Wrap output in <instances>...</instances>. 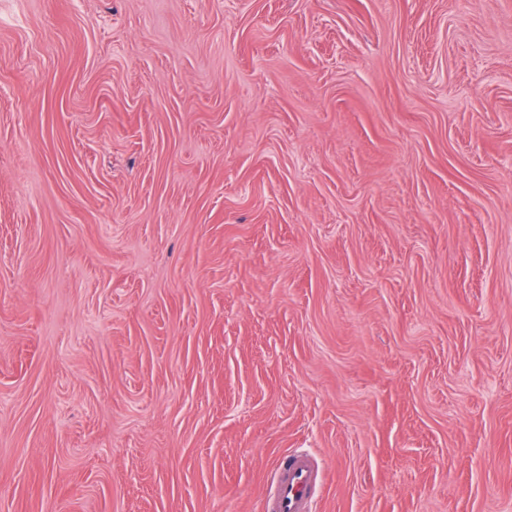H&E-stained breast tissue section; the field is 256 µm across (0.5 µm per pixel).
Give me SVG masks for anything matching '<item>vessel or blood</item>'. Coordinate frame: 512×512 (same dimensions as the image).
Returning <instances> with one entry per match:
<instances>
[{"mask_svg": "<svg viewBox=\"0 0 512 512\" xmlns=\"http://www.w3.org/2000/svg\"><path fill=\"white\" fill-rule=\"evenodd\" d=\"M324 471L305 448L289 451L272 470L261 499L262 512H315Z\"/></svg>", "mask_w": 512, "mask_h": 512, "instance_id": "1", "label": "vessel or blood"}]
</instances>
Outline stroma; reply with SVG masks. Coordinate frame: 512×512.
I'll list each match as a JSON object with an SVG mask.
<instances>
[{
  "label": "stroma",
  "instance_id": "35a3bbf8",
  "mask_svg": "<svg viewBox=\"0 0 512 512\" xmlns=\"http://www.w3.org/2000/svg\"><path fill=\"white\" fill-rule=\"evenodd\" d=\"M512 512V0H0V512ZM324 478L315 455L308 449L294 448L268 477L261 511L314 512Z\"/></svg>",
  "mask_w": 512,
  "mask_h": 512
}]
</instances>
